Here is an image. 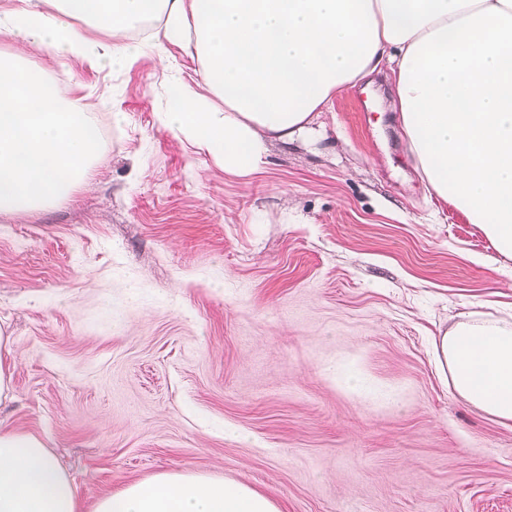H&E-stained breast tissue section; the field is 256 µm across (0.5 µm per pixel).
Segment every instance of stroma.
<instances>
[{
  "instance_id": "stroma-1",
  "label": "stroma",
  "mask_w": 512,
  "mask_h": 512,
  "mask_svg": "<svg viewBox=\"0 0 512 512\" xmlns=\"http://www.w3.org/2000/svg\"><path fill=\"white\" fill-rule=\"evenodd\" d=\"M26 63L71 83L100 155L90 186L0 215V422L84 505L192 469L283 512H512V426L432 356L460 315L512 309V260L430 196L387 73L242 178L164 128L162 70ZM13 336L7 328L0 327V404L13 399V367L2 359L1 352L11 353Z\"/></svg>"
}]
</instances>
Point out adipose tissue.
<instances>
[{
	"label": "adipose tissue",
	"mask_w": 512,
	"mask_h": 512,
	"mask_svg": "<svg viewBox=\"0 0 512 512\" xmlns=\"http://www.w3.org/2000/svg\"><path fill=\"white\" fill-rule=\"evenodd\" d=\"M35 0L8 20L0 56V214L23 215L87 182L99 145L68 83L25 65L51 58L165 65L144 46L192 50L205 87L178 86L161 123L224 173L260 170L272 142L306 132L332 98L388 67L389 107L428 189L512 259V0ZM107 30L94 42L72 18ZM442 380L512 424V318L468 317L435 343ZM0 512H88L41 438L0 427ZM89 512H281L240 482L183 469L134 482Z\"/></svg>",
	"instance_id": "ef3b65f1"
}]
</instances>
